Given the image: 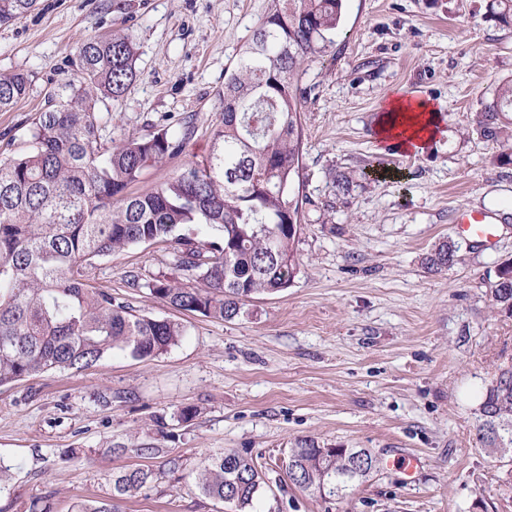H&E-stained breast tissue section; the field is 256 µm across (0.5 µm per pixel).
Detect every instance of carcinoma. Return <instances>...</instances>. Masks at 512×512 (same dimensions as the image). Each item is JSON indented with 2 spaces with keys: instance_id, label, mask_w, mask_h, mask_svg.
I'll return each instance as SVG.
<instances>
[{
  "instance_id": "obj_1",
  "label": "carcinoma",
  "mask_w": 512,
  "mask_h": 512,
  "mask_svg": "<svg viewBox=\"0 0 512 512\" xmlns=\"http://www.w3.org/2000/svg\"><path fill=\"white\" fill-rule=\"evenodd\" d=\"M38 0H0V24L34 10ZM343 0H271L236 69L224 79L218 151L157 190L133 195L143 170L182 151L185 137L163 128L115 146L102 143L98 101L120 97L137 79L125 38H89L77 48L81 78L59 87L58 102L39 112L24 153L0 160V385L62 369H82L121 351L157 356L184 335L178 321L135 314L92 283L93 261L142 244L166 243L179 277L158 275L150 295L171 307L232 320L255 295H274L300 272L295 247L300 196L304 93L301 66L333 43ZM487 18L512 27V0H488ZM28 75L0 77V112L27 95ZM471 133L500 148L512 164V79L475 115ZM443 241L425 257L431 271L454 262ZM491 302L512 317V262L496 271ZM478 438L489 454L512 462V362L503 363L479 405ZM363 448H322L302 439L285 473L320 494L331 482L346 496L366 482L356 471ZM140 468L112 479V498L78 512H120L144 486ZM206 497L249 512L264 479L235 451L212 457L196 477Z\"/></svg>"
}]
</instances>
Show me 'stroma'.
Masks as SVG:
<instances>
[{
  "mask_svg": "<svg viewBox=\"0 0 512 512\" xmlns=\"http://www.w3.org/2000/svg\"><path fill=\"white\" fill-rule=\"evenodd\" d=\"M269 0H40L0 26V76L28 74L25 98L0 112V158L23 152L36 113L78 76L77 45L125 37L138 78L98 103L104 141L169 128L191 134L178 155L148 166L145 194L206 157L232 71ZM486 0H344L342 25L302 66L307 197L294 283L257 295L231 321L175 310L147 281L171 270L168 244L94 262L96 283L139 314L182 323L166 352L115 351L87 369L0 386V512L33 503L71 512L107 501L129 468L152 478L121 512H222L195 478L227 450L253 459L265 486L258 512H512V474L477 439L479 403L512 359V318L490 301L512 261V165L472 135L476 112L512 79V29L485 17ZM399 91L439 104L443 135L419 154L381 151L376 125ZM353 186L336 194L337 172ZM496 217L483 245L456 234L455 214ZM451 241L453 265L423 259ZM191 410L182 419L183 410ZM366 448L376 472L341 499L303 493L283 461L296 440ZM125 454H114L115 446ZM418 456L406 477L394 460ZM179 458L170 471L166 459Z\"/></svg>",
  "mask_w": 512,
  "mask_h": 512,
  "instance_id": "obj_1",
  "label": "stroma"
}]
</instances>
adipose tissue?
<instances>
[{
    "mask_svg": "<svg viewBox=\"0 0 512 512\" xmlns=\"http://www.w3.org/2000/svg\"><path fill=\"white\" fill-rule=\"evenodd\" d=\"M442 130L439 107L399 95L385 99L376 128L378 140L383 146L402 153L423 151Z\"/></svg>",
    "mask_w": 512,
    "mask_h": 512,
    "instance_id": "ef3b65f1",
    "label": "adipose tissue"
}]
</instances>
